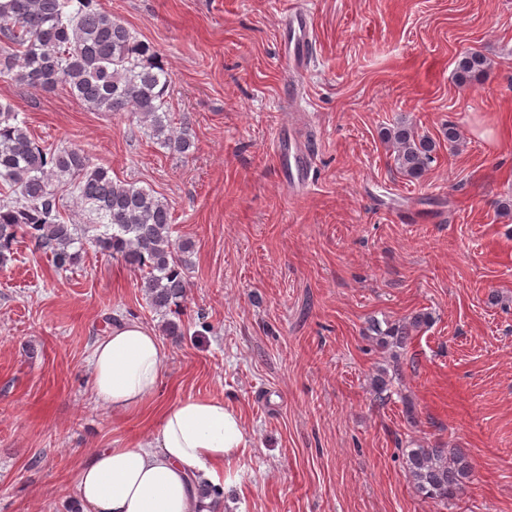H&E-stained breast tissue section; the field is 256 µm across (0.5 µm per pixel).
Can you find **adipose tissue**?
<instances>
[{"label":"adipose tissue","mask_w":512,"mask_h":512,"mask_svg":"<svg viewBox=\"0 0 512 512\" xmlns=\"http://www.w3.org/2000/svg\"><path fill=\"white\" fill-rule=\"evenodd\" d=\"M167 358L152 327L128 318L115 323L93 345L94 401L118 415L141 409L158 391ZM245 445L240 416L223 402L178 400L162 408L151 436L98 449L81 466L82 512H216L199 487L234 486L228 465Z\"/></svg>","instance_id":"ef3b65f1"}]
</instances>
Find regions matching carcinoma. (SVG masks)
<instances>
[{
	"instance_id": "1",
	"label": "carcinoma",
	"mask_w": 512,
	"mask_h": 512,
	"mask_svg": "<svg viewBox=\"0 0 512 512\" xmlns=\"http://www.w3.org/2000/svg\"><path fill=\"white\" fill-rule=\"evenodd\" d=\"M486 57L475 51L457 63L460 79L486 73ZM51 91L59 85L96 112H131L146 135L162 147L187 156L194 148L188 127L176 131L165 110L170 75L157 51L139 41L97 0H0V74ZM397 169L420 178L434 161L435 142L410 126L397 124L382 133ZM67 177L77 200L90 205L107 231L98 249L141 272V288L151 307L179 314L189 288L188 263L171 239L168 203L133 183L112 179L110 169L94 164L82 149H48L31 138L25 122L0 103V262L20 238L47 250L55 267L66 270L76 228L61 220L55 181ZM428 313L381 329L372 326L382 349H403L413 332L430 324ZM404 469L415 492L435 503H450L463 492L471 465L458 448L404 451Z\"/></svg>"
}]
</instances>
